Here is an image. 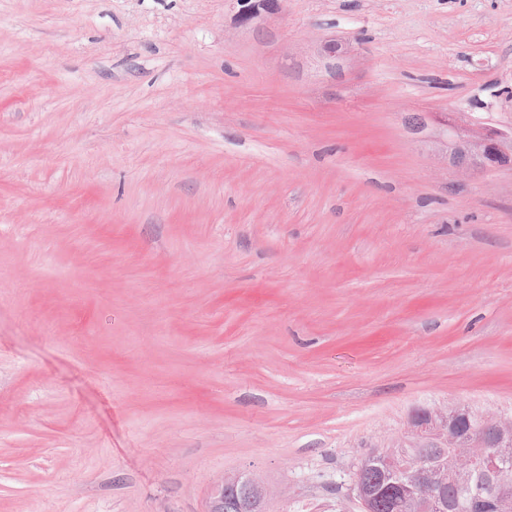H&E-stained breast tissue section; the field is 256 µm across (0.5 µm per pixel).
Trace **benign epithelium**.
<instances>
[{
  "label": "benign epithelium",
  "instance_id": "7a95c632",
  "mask_svg": "<svg viewBox=\"0 0 512 512\" xmlns=\"http://www.w3.org/2000/svg\"><path fill=\"white\" fill-rule=\"evenodd\" d=\"M280 9V0H250L237 12L236 22L247 25ZM319 54L329 68L344 54L342 45L333 39L319 44ZM436 140L443 147V158L449 166L464 172L489 168L488 159H496V167L512 164V129L479 128L464 112L437 119ZM411 431L443 443L452 452L437 466L415 471L408 481L399 477L403 467L390 457L384 468L390 478L386 484L391 507L398 508L418 498L425 512H449L451 502L444 491L467 492L463 499L464 512H512V493L502 490L487 492L488 484L478 478L486 466V457L512 453V420H488L480 436H475L468 408L459 406L446 412L422 409L411 420Z\"/></svg>",
  "mask_w": 512,
  "mask_h": 512
}]
</instances>
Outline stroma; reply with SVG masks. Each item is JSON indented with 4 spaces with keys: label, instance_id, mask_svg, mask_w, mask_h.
<instances>
[{
    "label": "stroma",
    "instance_id": "35a3bbf8",
    "mask_svg": "<svg viewBox=\"0 0 512 512\" xmlns=\"http://www.w3.org/2000/svg\"><path fill=\"white\" fill-rule=\"evenodd\" d=\"M0 0V512H361L421 409L512 418V0ZM343 43L327 70L316 48ZM280 7L279 0H251L238 10L236 22L238 25L250 24L264 15L277 13ZM467 112H456L450 117L437 119L436 140L443 147V158L449 166L469 173L478 168L492 169L511 166L512 129L477 128ZM500 159L496 166H489L488 159Z\"/></svg>",
    "mask_w": 512,
    "mask_h": 512
}]
</instances>
